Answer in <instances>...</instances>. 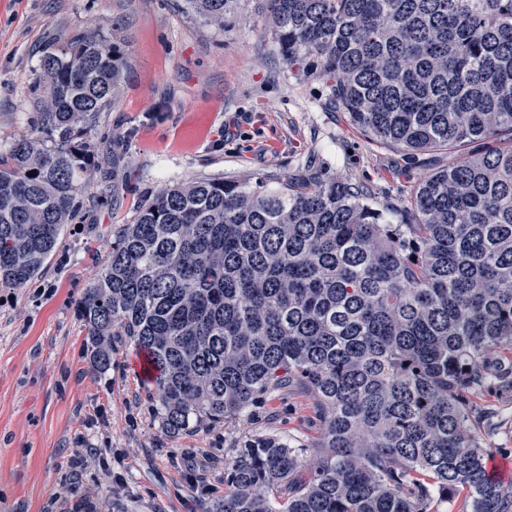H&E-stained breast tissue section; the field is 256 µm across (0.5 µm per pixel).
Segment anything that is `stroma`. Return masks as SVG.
Here are the masks:
<instances>
[{
    "instance_id": "obj_1",
    "label": "stroma",
    "mask_w": 512,
    "mask_h": 512,
    "mask_svg": "<svg viewBox=\"0 0 512 512\" xmlns=\"http://www.w3.org/2000/svg\"><path fill=\"white\" fill-rule=\"evenodd\" d=\"M254 0L218 29L179 0H0V148L37 119L30 91L45 44L75 31L115 34L129 69L92 137L84 206L43 272L0 290V512H207L236 448L274 437L319 460L316 396L299 381L239 416L162 430L138 351L118 339L112 368L84 357L79 302L112 243L160 188L199 177L363 185L381 208L408 207L447 152L415 157L368 140L297 76ZM487 459L512 461V389L470 397ZM97 449L94 457L85 456ZM202 470L205 486L190 478Z\"/></svg>"
}]
</instances>
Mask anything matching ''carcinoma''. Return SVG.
I'll use <instances>...</instances> for the list:
<instances>
[{"instance_id": "cac0c4a2", "label": "carcinoma", "mask_w": 512, "mask_h": 512, "mask_svg": "<svg viewBox=\"0 0 512 512\" xmlns=\"http://www.w3.org/2000/svg\"><path fill=\"white\" fill-rule=\"evenodd\" d=\"M243 0H184L224 27ZM297 73L369 139L446 150L397 224L336 178L162 187L112 244L79 312L90 368L112 338L151 358L171 434L229 420L301 379L323 454L258 438L208 512H512L472 430L470 396L512 372V0H260ZM122 43L77 32L42 50L31 130L0 150V290L36 277L82 206L88 135L118 99Z\"/></svg>"}]
</instances>
